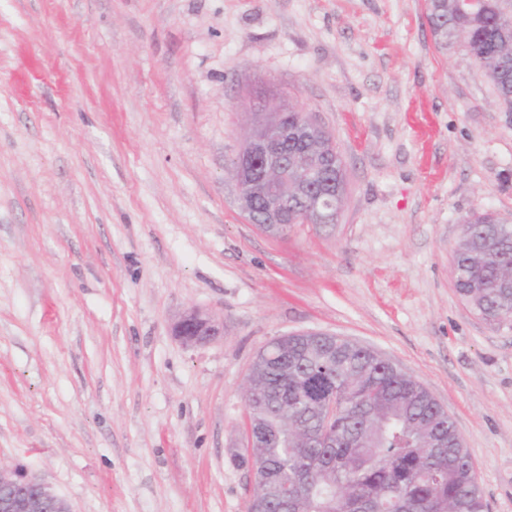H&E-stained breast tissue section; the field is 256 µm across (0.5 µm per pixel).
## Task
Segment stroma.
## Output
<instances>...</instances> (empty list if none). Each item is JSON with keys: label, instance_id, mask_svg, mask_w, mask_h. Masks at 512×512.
I'll return each mask as SVG.
<instances>
[{"label": "stroma", "instance_id": "stroma-1", "mask_svg": "<svg viewBox=\"0 0 512 512\" xmlns=\"http://www.w3.org/2000/svg\"><path fill=\"white\" fill-rule=\"evenodd\" d=\"M256 92L333 136L338 223L242 214ZM475 210L512 222V112L425 0H0V464L73 512H246L244 382L321 331L422 383L512 512V325L451 280ZM190 308L223 338L182 346Z\"/></svg>", "mask_w": 512, "mask_h": 512}]
</instances>
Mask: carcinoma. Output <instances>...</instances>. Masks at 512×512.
<instances>
[{"instance_id":"obj_1","label":"carcinoma","mask_w":512,"mask_h":512,"mask_svg":"<svg viewBox=\"0 0 512 512\" xmlns=\"http://www.w3.org/2000/svg\"><path fill=\"white\" fill-rule=\"evenodd\" d=\"M436 42L461 43L512 105V19L497 0L468 11L460 0H427ZM288 128V155L319 152L321 127L304 142L293 136L299 113L275 116ZM455 289L475 311L512 321V295L498 287L512 270V224L490 212L465 220L453 252ZM246 400L249 420L270 437L252 455L288 484V496L266 500V512H486L472 458L455 425L416 379L374 351L340 336H290L278 360L258 357ZM345 399L330 426L335 447L318 440L325 423L318 390Z\"/></svg>"}]
</instances>
